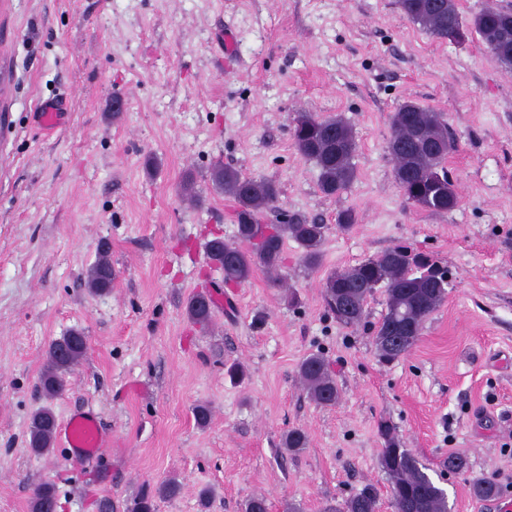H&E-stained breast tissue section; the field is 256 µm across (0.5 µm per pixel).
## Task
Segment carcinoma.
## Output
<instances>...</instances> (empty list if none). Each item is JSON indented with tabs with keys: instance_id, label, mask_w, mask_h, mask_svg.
I'll list each match as a JSON object with an SVG mask.
<instances>
[{
	"instance_id": "obj_1",
	"label": "carcinoma",
	"mask_w": 512,
	"mask_h": 512,
	"mask_svg": "<svg viewBox=\"0 0 512 512\" xmlns=\"http://www.w3.org/2000/svg\"><path fill=\"white\" fill-rule=\"evenodd\" d=\"M403 15L422 27L436 41L463 44L470 36L480 37L501 67L512 70V10L504 6L484 7L471 18L462 16L457 0H398ZM293 145L297 153L314 164L318 186L327 197L347 190L357 176L354 159L358 144L352 125L341 115L322 116L299 112L293 121ZM455 148L442 115L428 106L406 101L390 116L387 150L394 180L405 200L431 212H445L458 204V194L447 178L444 164ZM212 189L234 200L236 240L212 237L206 244L210 263L224 273V284L242 285L254 272H276L283 267L286 241L302 250V262L318 264L327 225L299 214H288L277 206L280 189L266 178L247 176L239 169L217 162L208 171ZM112 262L102 249L87 273L89 292L103 295L112 288ZM327 309L336 322L353 327L365 316L367 299L380 290L385 296V313L375 336L379 359L390 363L405 355L416 343L426 319L448 296V269L424 253L395 245L355 266L329 273L322 283ZM216 302L211 294L195 293L187 301L189 320L202 327L212 320ZM87 338L78 329L52 341L46 350L41 376L44 395L52 398L65 387V376L84 356ZM298 373L308 394L322 406L336 404L339 392L328 361L319 354L306 356ZM56 417L48 407L39 408L29 425V448L38 456L54 445ZM384 441L380 464L391 483L394 512H448L447 496L427 474L428 467L403 447L387 422L379 426ZM303 430H289L282 439L287 452L307 447ZM180 484L170 479L156 493L136 496L127 512H155V497L174 498ZM377 495L367 486L329 512H377ZM55 486L43 482L35 487L29 512H56Z\"/></svg>"
}]
</instances>
